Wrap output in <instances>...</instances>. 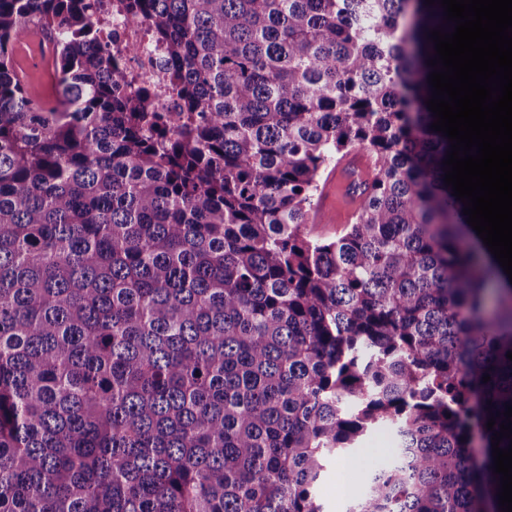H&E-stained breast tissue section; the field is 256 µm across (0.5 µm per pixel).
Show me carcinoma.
<instances>
[{"mask_svg":"<svg viewBox=\"0 0 512 512\" xmlns=\"http://www.w3.org/2000/svg\"><path fill=\"white\" fill-rule=\"evenodd\" d=\"M100 0H0V512H501L512 281L444 182L425 0H115L177 111L131 89ZM54 44L51 105L13 59ZM373 159L334 240L320 177ZM490 376V381L483 376ZM393 438L378 430L366 437L354 450L352 460L329 465L319 482L317 495L326 512H345L365 492L370 477V465L386 456L394 445Z\"/></svg>","mask_w":512,"mask_h":512,"instance_id":"1","label":"carcinoma"}]
</instances>
